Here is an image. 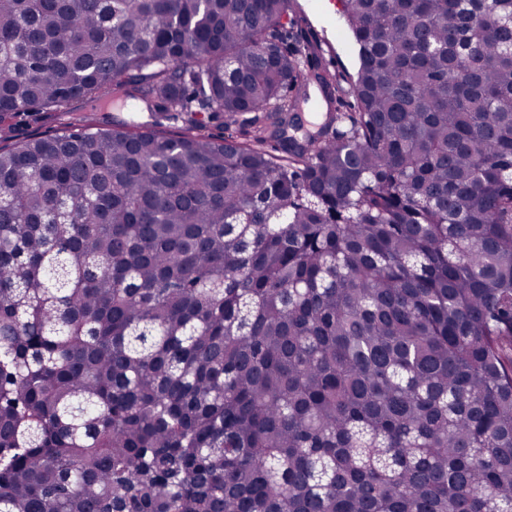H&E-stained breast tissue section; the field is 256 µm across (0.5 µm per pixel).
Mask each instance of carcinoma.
Wrapping results in <instances>:
<instances>
[{"mask_svg": "<svg viewBox=\"0 0 512 512\" xmlns=\"http://www.w3.org/2000/svg\"><path fill=\"white\" fill-rule=\"evenodd\" d=\"M340 3L0 0V512H512V0ZM295 12L304 19L306 33L316 38L330 69L355 75L358 49L340 15L339 0H293ZM76 112H31L18 117L15 122L16 138L40 136L52 133L59 123L67 116H88L94 118L111 128H120L128 123H150L152 117L149 112H131L129 107L117 103L104 106L102 102L93 98H80L73 100L69 106Z\"/></svg>", "mask_w": 512, "mask_h": 512, "instance_id": "carcinoma-1", "label": "carcinoma"}]
</instances>
